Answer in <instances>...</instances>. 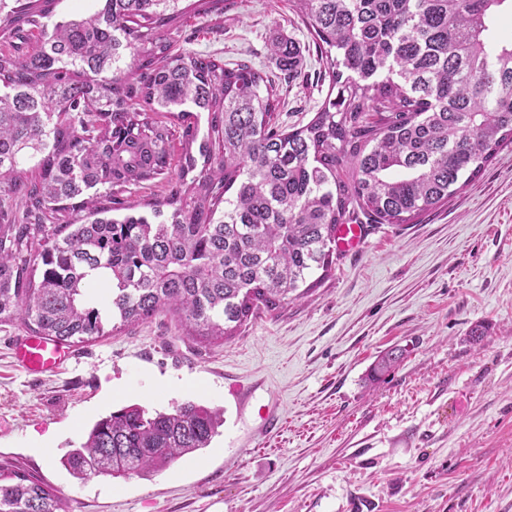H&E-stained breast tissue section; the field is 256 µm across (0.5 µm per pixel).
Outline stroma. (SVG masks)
I'll use <instances>...</instances> for the list:
<instances>
[{
  "label": "stroma",
  "mask_w": 512,
  "mask_h": 512,
  "mask_svg": "<svg viewBox=\"0 0 512 512\" xmlns=\"http://www.w3.org/2000/svg\"><path fill=\"white\" fill-rule=\"evenodd\" d=\"M277 33L302 54L279 121H309L326 64L288 0H227L220 23L188 13L172 43L275 77ZM24 333L0 325V466L50 484L68 512H512V145L415 223L372 225L361 255L226 342L162 313L36 377L11 356ZM394 346L401 363L368 383ZM186 401L224 424L162 472L80 480L62 465L99 417Z\"/></svg>",
  "instance_id": "35a3bbf8"
}]
</instances>
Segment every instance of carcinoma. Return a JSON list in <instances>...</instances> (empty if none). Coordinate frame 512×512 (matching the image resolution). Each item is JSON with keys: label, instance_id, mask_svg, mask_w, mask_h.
<instances>
[{"label": "carcinoma", "instance_id": "cac0c4a2", "mask_svg": "<svg viewBox=\"0 0 512 512\" xmlns=\"http://www.w3.org/2000/svg\"><path fill=\"white\" fill-rule=\"evenodd\" d=\"M181 2L92 0L58 18L57 0H0V323L70 344L167 312L224 342L329 274L339 225L409 224L512 143V38L492 36L512 0H291L329 91L286 129L266 73L171 52ZM268 52L292 85L299 45L277 36ZM159 178L150 212L122 197ZM223 424L191 401L127 406L62 464L159 472ZM0 512L65 508L14 472L0 473Z\"/></svg>", "mask_w": 512, "mask_h": 512}]
</instances>
